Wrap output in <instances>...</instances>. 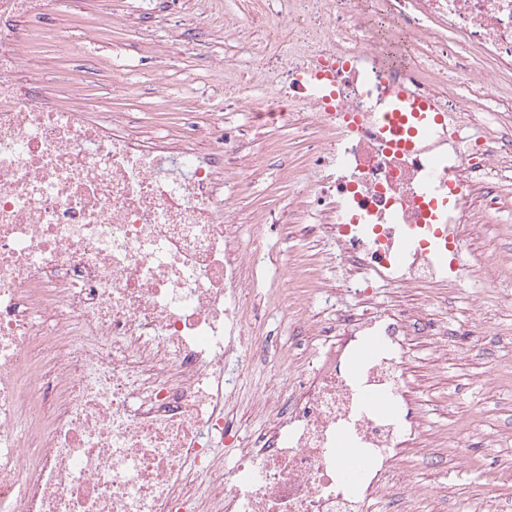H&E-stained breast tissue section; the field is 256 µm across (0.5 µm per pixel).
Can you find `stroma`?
<instances>
[{"label":"stroma","mask_w":512,"mask_h":512,"mask_svg":"<svg viewBox=\"0 0 512 512\" xmlns=\"http://www.w3.org/2000/svg\"><path fill=\"white\" fill-rule=\"evenodd\" d=\"M255 0H158L155 17H145L139 0H80L78 13L61 17L60 34L69 43L75 68L86 61L121 59L122 84L117 76L88 75L82 79L86 97L96 106L92 119L122 112L142 136L162 128H180L196 117L208 124L210 113L197 111L193 88L232 86L248 78L263 57L288 50L287 36L258 31L250 40L225 38L227 21H245ZM109 12L106 25L92 35L83 15ZM232 59L233 70L211 71V56ZM277 87L269 82L251 89L224 108L219 120L243 129V149L266 152L247 190H239V170L225 168L224 193L234 200L238 234L256 247L247 278L251 288L244 301L265 310L259 335L276 341L281 350L300 348L293 322L277 309V291L300 303L309 320L320 323L337 313L359 312L363 304L388 308L413 306L440 321L453 317L485 330L480 348L457 343L442 350L430 335L412 336L405 374L424 419L421 448L412 479L423 491L421 512H459L463 501L495 498L498 512H512V165L482 177L499 195V208L488 213L474 205V221L483 234L460 257L458 271L442 282L417 288H395L374 282L368 298L342 292L335 305L311 294L310 283L323 279L342 287L351 266L341 263L336 242L323 236L322 219L300 205L299 192L309 175L303 161L318 130L303 132L308 120L303 105L287 102L290 123L257 128L251 113L262 108Z\"/></svg>","instance_id":"obj_1"}]
</instances>
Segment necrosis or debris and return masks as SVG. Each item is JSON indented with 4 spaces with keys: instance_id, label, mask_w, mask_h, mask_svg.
<instances>
[{
    "instance_id": "necrosis-or-debris-1",
    "label": "necrosis or debris",
    "mask_w": 512,
    "mask_h": 512,
    "mask_svg": "<svg viewBox=\"0 0 512 512\" xmlns=\"http://www.w3.org/2000/svg\"><path fill=\"white\" fill-rule=\"evenodd\" d=\"M259 0L250 27L319 35L259 75L341 67L369 53L371 19L345 0ZM414 46L435 53L474 95L512 109V0H387ZM70 0H0V512H374L378 502L416 512L391 492L396 461L416 446L423 422L404 374L413 332L471 336L465 324L436 328L419 310L381 309L336 324L303 355L277 398L256 399L260 432L244 435L225 415L239 383L224 364L268 347L247 337L239 291L252 254L235 240L236 213L216 183L219 167L250 170L236 130L205 133L208 157L145 143L126 116L86 118L58 107L42 78L22 77L31 42L60 53L58 34L24 21L64 11ZM448 109L447 128L413 154L385 151V119L367 75L344 74L324 104L316 89L282 87L309 108L324 137L309 170L335 177L307 184L341 260L382 282L412 288L444 280L448 237L470 219L475 174L512 157V140L463 123L471 97L449 93L418 65L388 71ZM359 115L350 127L347 114ZM381 349L358 368L367 340ZM390 396L392 412L366 406ZM361 448L358 486L340 475L339 436Z\"/></svg>"
}]
</instances>
